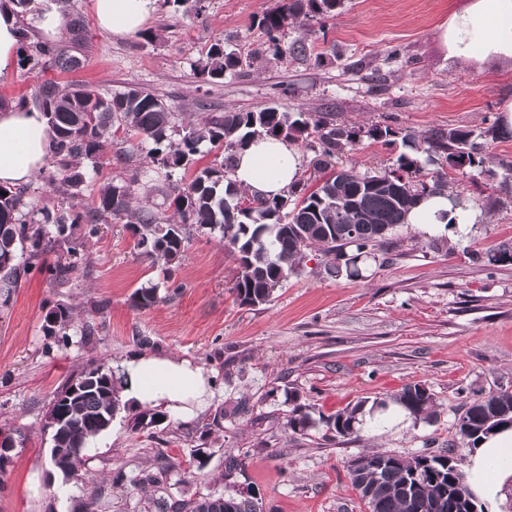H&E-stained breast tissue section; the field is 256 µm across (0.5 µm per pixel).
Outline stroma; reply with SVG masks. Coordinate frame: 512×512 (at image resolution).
<instances>
[{
  "label": "stroma",
  "instance_id": "obj_1",
  "mask_svg": "<svg viewBox=\"0 0 512 512\" xmlns=\"http://www.w3.org/2000/svg\"><path fill=\"white\" fill-rule=\"evenodd\" d=\"M469 2L344 0L326 34L310 38L305 61L254 65L211 81L195 70L210 45L225 38L229 49L249 54L262 40L257 21L275 0H206L201 21L173 0H153L149 23L131 37L101 31L88 0H69L87 23L84 67L71 73L15 68L0 76V99L33 98L47 80L88 84L105 95L137 86L197 119L278 105L329 109L340 123L378 122L399 132L464 126L483 134L492 155L512 160V130L486 134L512 102V61L480 71L449 59L438 37L439 24ZM135 140L130 133L114 136L115 151L90 171L79 209L92 207L115 176L163 180L162 169L125 166L118 150ZM404 150L399 142L365 140L328 170L378 169ZM463 188L472 224L437 232L400 225L394 252L368 262L354 279L326 273L323 256L310 252V274L289 278L272 302L258 307L239 305L231 293L236 255L219 235L194 236L166 279L135 248L125 220L99 225L91 237L77 228L90 267L64 287L31 268L21 273L8 305H0V427H10L14 439L0 512H80L86 491L64 482L49 463L48 404L89 360L116 370L145 348L202 366L213 374L216 394L197 419H167L151 438L131 431L129 411L117 414L83 451L88 474L135 472L161 448L194 472L184 487L193 495L213 490L225 457L245 450L249 457L234 486L253 491L263 512H366L347 477L351 459L372 450L402 457L450 450L468 458L455 430L462 405L512 391V262H488L490 251L512 248V174L500 168L491 179L471 169ZM491 193L502 204L490 213L484 203ZM151 285L160 302L135 308V290ZM59 303L80 311L101 306L97 336L84 338L76 328L68 347L48 346L42 325ZM412 382L433 393V421L386 418L350 438L329 433L322 422ZM293 390L316 420L301 436L286 426ZM240 403L247 410L239 414ZM219 411L225 414L220 432L212 428ZM60 485L67 488L62 498L54 492Z\"/></svg>",
  "mask_w": 512,
  "mask_h": 512
}]
</instances>
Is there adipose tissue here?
<instances>
[{"label": "adipose tissue", "instance_id": "adipose-tissue-1", "mask_svg": "<svg viewBox=\"0 0 512 512\" xmlns=\"http://www.w3.org/2000/svg\"><path fill=\"white\" fill-rule=\"evenodd\" d=\"M100 30L119 36L140 32L151 16V0H91ZM448 56L482 67L512 59V0H470L439 26ZM22 31L13 6L0 7V75L19 57ZM54 130L40 109L9 104L0 107V184L11 187L33 180L49 157ZM301 172V155L288 141L263 137L236 156L233 178L250 193L271 198L285 194ZM126 378L123 400L149 407L173 419L190 421L209 407L215 395L213 376L176 355L135 353L122 362ZM469 489L496 507L512 484V428L485 439L469 457Z\"/></svg>", "mask_w": 512, "mask_h": 512}]
</instances>
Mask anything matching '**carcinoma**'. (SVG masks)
<instances>
[{"instance_id": "carcinoma-1", "label": "carcinoma", "mask_w": 512, "mask_h": 512, "mask_svg": "<svg viewBox=\"0 0 512 512\" xmlns=\"http://www.w3.org/2000/svg\"><path fill=\"white\" fill-rule=\"evenodd\" d=\"M342 7L343 0H282L259 18L264 42L247 56L248 64L261 59H306L309 38L316 34L307 22L333 19ZM298 23L304 27V36L282 46L284 30ZM76 57H81L77 51L25 39L20 63L32 71L48 62L59 72L69 73L74 71ZM242 65L241 56L218 40L199 62L197 73L217 80L241 72ZM34 102L55 130L43 180L67 198H80L86 183V171L79 169L75 160L85 159L98 167L109 141L119 131L153 141L155 147L146 158L166 173L160 185H142L135 177L127 180L118 176L99 190L94 207L84 213L75 210L73 204L50 208L27 199L24 188L0 186V259H12L9 268L0 272V290L6 301L17 287L21 269L53 249L50 228L62 236L75 225L86 224L88 233L93 234L97 225L125 217L135 236V246L161 264L164 275L166 266L185 259L192 233H220L237 253L232 287L237 300L251 307L265 305L288 278L304 273L311 250L329 259L332 273L357 277L360 264L394 247V228L406 223L423 198L446 193L451 210H456L461 206V183L448 180L445 166L451 158L465 156L468 167L487 172L492 171L494 163L512 171L511 161H498L484 153L473 131L462 127L425 134L407 132L400 137L388 125L343 124L336 122L330 112H290L277 106L210 112L198 123L184 119L178 123L180 113L140 87H129L108 97L84 85L55 81L42 83ZM263 136L300 141L316 156L330 159L353 150L365 139L390 145L399 137L414 154H399L383 170H340L314 190L308 189V179L301 175L287 194L258 198L239 186L232 174L237 152ZM204 143L224 146L221 163L203 168L187 185L173 178L174 171H186L195 164L199 146ZM143 191L159 192L171 199L178 219L170 220L136 206ZM22 256L25 261L21 264ZM89 265L90 259L71 247L47 265V271L61 287L80 267ZM158 302L156 285L139 288L133 294V306L139 309ZM78 316L76 309L57 305L44 318V336L58 347L67 346ZM121 384L122 378L114 376L111 367L92 360L53 395L47 409L51 422L44 427L51 430L53 447L59 452V458L51 464L64 478L71 479L78 453L111 426L121 406ZM290 400L288 429L303 435L313 427L314 420L306 405L300 403L299 392L292 391ZM391 403L404 409L415 422L429 421L436 415L434 395L420 382L407 384L388 398L374 399L371 410L383 412ZM364 406L363 401L347 406L322 422L339 437L352 436L358 432L356 425ZM164 419L146 409L129 419V427L134 433L149 431ZM506 427L512 428V391H498L466 404L456 432L463 444L473 447L482 437ZM245 458L244 454L226 457L224 479L239 473ZM178 468L160 450L151 469L129 475L119 471L100 479L84 471L80 483L96 499L116 488L126 494H145L150 487L163 489L166 496L153 502L157 512H263L259 499L250 493L215 491L186 497L178 490L172 491L170 480ZM347 471L357 493L374 491L375 512H452L458 497L471 494L458 459L449 453L425 451L403 458L372 451L349 461Z\"/></svg>"}]
</instances>
